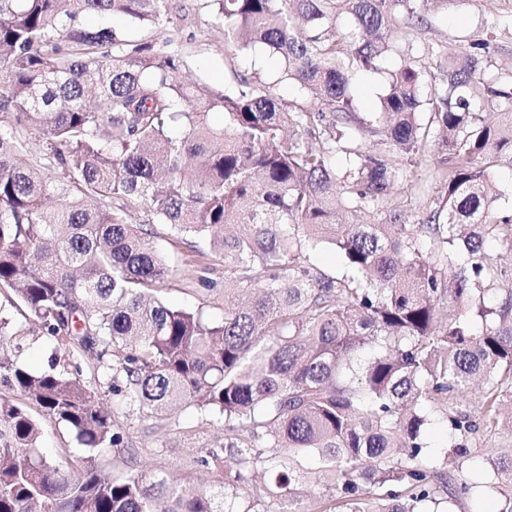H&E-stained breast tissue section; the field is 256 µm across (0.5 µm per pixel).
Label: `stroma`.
I'll use <instances>...</instances> for the list:
<instances>
[{"instance_id": "obj_1", "label": "stroma", "mask_w": 512, "mask_h": 512, "mask_svg": "<svg viewBox=\"0 0 512 512\" xmlns=\"http://www.w3.org/2000/svg\"><path fill=\"white\" fill-rule=\"evenodd\" d=\"M169 5L175 23L166 30L138 29L116 17L111 24L125 36L150 37L165 44L167 50L181 53L187 60L190 77L203 83L221 86L233 73L244 74L257 67L269 75L279 71L281 62L277 56L229 54L224 47V31L215 23L208 0H169ZM436 41L446 42L453 49L465 41H486L494 65L512 64V0H447L445 10L433 15L431 29L418 38L422 45ZM127 208L133 223L150 224V215L140 204L131 201ZM150 226V241L172 270L161 298L171 305L190 309L201 306L210 316H221L223 264L214 266L216 289L200 286L196 277L198 254L174 242L167 225ZM115 416L129 451L98 456L96 463L103 471L115 476L133 469L171 473L190 489L216 484V469L210 458L224 452L223 424L193 407L153 416L121 408Z\"/></svg>"}]
</instances>
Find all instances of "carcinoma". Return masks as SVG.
<instances>
[{
	"label": "carcinoma",
	"instance_id": "carcinoma-1",
	"mask_svg": "<svg viewBox=\"0 0 512 512\" xmlns=\"http://www.w3.org/2000/svg\"><path fill=\"white\" fill-rule=\"evenodd\" d=\"M168 2L0 0V289L53 343L47 368L20 366L27 332L0 310V385L25 398H0V512H259L270 494L282 512H462L489 493L512 512V447L472 472L486 438L512 437V273L484 247L512 252L492 174L512 161V69L485 42L416 56L427 7L446 0H210L226 48L281 58L288 102L257 75L189 82L156 41L79 21L163 29ZM389 54L399 63L364 119L353 76ZM33 133L54 178L36 172ZM428 149L423 180L411 167ZM400 195L419 199L421 221ZM131 200L188 247L209 242L221 319L154 298L170 269ZM324 244L343 270L310 261ZM80 353L130 411L224 421L222 481L99 469L124 437L81 384ZM31 405L84 448L80 477L39 451ZM436 417L453 435L442 454L425 442ZM305 456L328 485L301 509Z\"/></svg>",
	"mask_w": 512,
	"mask_h": 512
}]
</instances>
